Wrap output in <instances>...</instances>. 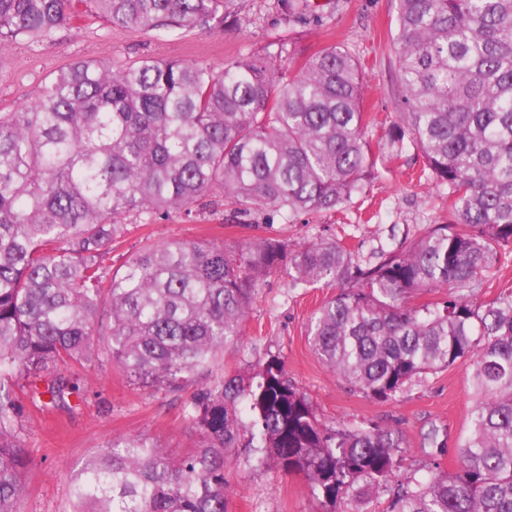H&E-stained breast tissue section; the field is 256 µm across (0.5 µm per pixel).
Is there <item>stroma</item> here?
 Here are the masks:
<instances>
[{"mask_svg": "<svg viewBox=\"0 0 512 512\" xmlns=\"http://www.w3.org/2000/svg\"><path fill=\"white\" fill-rule=\"evenodd\" d=\"M397 0H325L295 21H288L281 0H238L237 19L223 27L182 34H145L84 18L38 45L12 44L0 61V112L34 103L61 69L79 60L124 65L142 58L202 61L214 67L240 55L284 43L314 50L337 45L363 64V105L368 134L376 141L375 177L364 195L335 210L302 214L288 227V241L300 246L330 225L337 241L355 259H376L380 252H403L429 225L448 218V191L415 178L423 160L411 145L393 146L386 131L395 118L399 93L392 46ZM157 242L211 239L234 247L244 235L223 213L189 223L175 215L144 226ZM142 232V233H143ZM341 285L294 288L287 272L267 278L254 295L238 345L224 351L229 371L259 367L278 356L288 378L306 393L325 422H374L399 432L405 464L417 477L429 474L425 434L446 432L445 469L457 464L454 448L467 427L473 403L468 389L469 364L457 361L430 375L393 401H381L350 388L312 351L307 329L312 314L339 294ZM67 376L78 382L85 401L79 408L52 412L35 407L26 390H17L19 425L26 448L20 512H71L73 476L100 448L118 437H147L164 454L179 457L198 444L188 419L190 391L169 394L140 387L112 363L73 364ZM247 449L228 455L230 482L227 512H322L298 473L283 474L272 465L247 461Z\"/></svg>", "mask_w": 512, "mask_h": 512, "instance_id": "obj_1", "label": "stroma"}]
</instances>
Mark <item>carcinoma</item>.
I'll return each instance as SVG.
<instances>
[{
	"instance_id": "obj_1",
	"label": "carcinoma",
	"mask_w": 512,
	"mask_h": 512,
	"mask_svg": "<svg viewBox=\"0 0 512 512\" xmlns=\"http://www.w3.org/2000/svg\"><path fill=\"white\" fill-rule=\"evenodd\" d=\"M236 3L0 0V56L84 17L145 33L212 30ZM392 43L400 96L388 138L409 141L448 188V221L372 266L332 239L292 250L273 219L333 210L374 174L362 63L341 47L296 67L283 43L220 69L78 61L33 104L0 112V512H19L28 461L19 381L43 409H69L83 393L63 368L94 360L143 387H194L187 415L201 445L174 458L145 437L112 440L75 476L73 512H227L242 399L246 447L304 475L325 512H375L381 492L387 512H512V290L475 297L512 245V0H397ZM218 194L226 221L264 235L233 250L146 238L119 267L106 264L135 228L172 212L194 221ZM259 209L264 223L241 221ZM283 268L296 287L350 283L319 308L309 344L354 389L395 400L469 361L474 407L455 470L441 466L446 441L434 428L429 477L389 485L402 436L321 421L276 358L213 375L241 341L255 292ZM437 288L448 295L412 304Z\"/></svg>"
}]
</instances>
